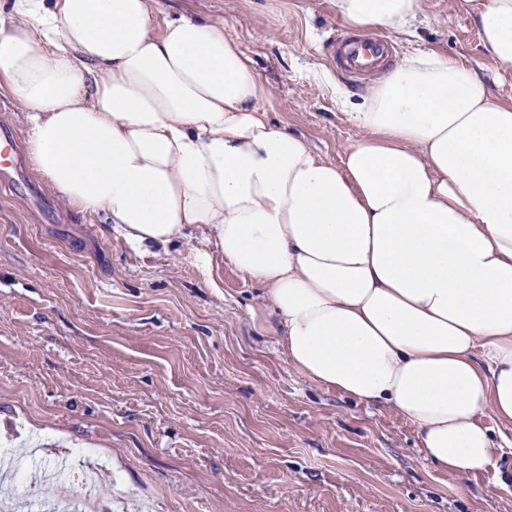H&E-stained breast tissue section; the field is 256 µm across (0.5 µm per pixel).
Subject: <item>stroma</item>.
Returning a JSON list of instances; mask_svg holds the SVG:
<instances>
[{"mask_svg":"<svg viewBox=\"0 0 512 512\" xmlns=\"http://www.w3.org/2000/svg\"><path fill=\"white\" fill-rule=\"evenodd\" d=\"M466 0H423L397 58L432 51L512 105V68L480 42ZM228 23L271 92L272 119L331 161L360 135L368 83L326 60L332 0H158ZM0 187V450L28 467L71 454L99 501L127 512H512V448L470 478L426 460L414 429L303 378L260 285L192 242L131 249L66 206L29 162Z\"/></svg>","mask_w":512,"mask_h":512,"instance_id":"stroma-1","label":"stroma"}]
</instances>
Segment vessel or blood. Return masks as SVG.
Returning <instances> with one entry per match:
<instances>
[{
    "label": "vessel or blood",
    "instance_id": "b4317fda",
    "mask_svg": "<svg viewBox=\"0 0 512 512\" xmlns=\"http://www.w3.org/2000/svg\"><path fill=\"white\" fill-rule=\"evenodd\" d=\"M327 55L353 77L362 78L384 67L393 50L387 41L338 30L326 45ZM18 166L16 142L11 130L0 125V183L10 181Z\"/></svg>",
    "mask_w": 512,
    "mask_h": 512
}]
</instances>
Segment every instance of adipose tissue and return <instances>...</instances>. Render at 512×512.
Listing matches in <instances>:
<instances>
[{"label": "adipose tissue", "instance_id": "ef3b65f1", "mask_svg": "<svg viewBox=\"0 0 512 512\" xmlns=\"http://www.w3.org/2000/svg\"><path fill=\"white\" fill-rule=\"evenodd\" d=\"M356 30L400 32L422 0H333ZM483 47L512 66V0H477ZM0 82L35 171L136 250L204 233L262 286L277 343L311 381L384 405L428 461L465 478L512 439V106L453 57L419 52L366 89L340 162L274 122L222 21L158 0H10Z\"/></svg>", "mask_w": 512, "mask_h": 512}]
</instances>
